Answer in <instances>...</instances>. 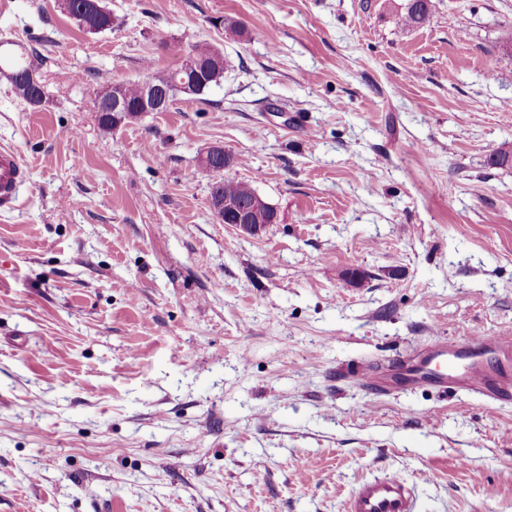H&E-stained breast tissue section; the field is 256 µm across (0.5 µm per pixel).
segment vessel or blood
Listing matches in <instances>:
<instances>
[{
    "label": "vessel or blood",
    "instance_id": "obj_1",
    "mask_svg": "<svg viewBox=\"0 0 512 512\" xmlns=\"http://www.w3.org/2000/svg\"><path fill=\"white\" fill-rule=\"evenodd\" d=\"M27 171L17 153L0 149V207L10 205ZM393 372L366 364L357 371L369 389L391 394L416 387L458 389L493 403L512 402V336L475 335L459 343L435 341L409 360H395ZM343 512H418L414 486L392 473L360 482Z\"/></svg>",
    "mask_w": 512,
    "mask_h": 512
}]
</instances>
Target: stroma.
<instances>
[{
    "label": "stroma",
    "instance_id": "35a3bbf8",
    "mask_svg": "<svg viewBox=\"0 0 512 512\" xmlns=\"http://www.w3.org/2000/svg\"><path fill=\"white\" fill-rule=\"evenodd\" d=\"M0 0L32 106L0 74V512H342L363 479L418 512H512V404L375 394L360 365L512 334V0ZM241 24L244 35L224 28ZM227 64L103 132L105 80ZM278 211L222 222L200 164ZM363 278L354 282L352 270ZM100 0H65V7L71 17L88 20L95 18L97 31L95 33L110 30L112 27V12L103 5V1L98 5L106 10L107 13L99 12L96 4ZM78 20V19H77ZM186 58L187 59L182 60L181 65L176 69L168 72L157 73L152 77V79L158 84L165 86L169 85L173 74L178 70L185 68L188 61L192 60V62H196V65L201 68L205 82L198 87V91L200 93L183 95L191 98L202 99L200 96L207 94L213 87L221 84V81L224 78V55L214 46L202 43L191 47L186 53ZM171 86L187 93H191L196 89V85L194 83L186 82L184 79L181 82L175 81L171 83ZM31 64H33L31 60L13 63L12 58L4 60L1 58L0 72H8V76L4 75L9 79L15 93L27 103L34 106L42 103L45 93L44 86L37 73V66L33 64V67ZM18 72H23L21 77L15 76V73ZM33 75L35 81L32 78ZM27 171L17 153L11 148L0 149V207L10 206L19 186L26 180Z\"/></svg>",
    "mask_w": 512,
    "mask_h": 512
}]
</instances>
